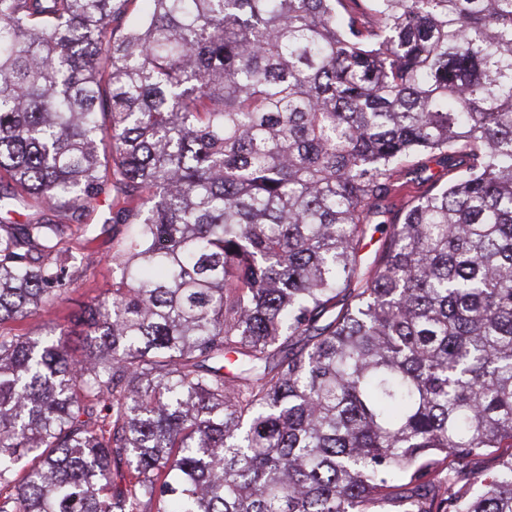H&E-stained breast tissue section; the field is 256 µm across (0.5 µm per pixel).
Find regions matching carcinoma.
<instances>
[{
  "instance_id": "cac0c4a2",
  "label": "carcinoma",
  "mask_w": 512,
  "mask_h": 512,
  "mask_svg": "<svg viewBox=\"0 0 512 512\" xmlns=\"http://www.w3.org/2000/svg\"><path fill=\"white\" fill-rule=\"evenodd\" d=\"M130 2L0 0V512H512L446 476L512 449V0ZM112 288V264L107 258H102L99 263L89 266L85 274L77 279L66 295V301L62 303L51 318L69 331H72L70 344L79 347L82 336L80 329L73 325V315L83 309L86 305L102 298L107 289Z\"/></svg>"
}]
</instances>
